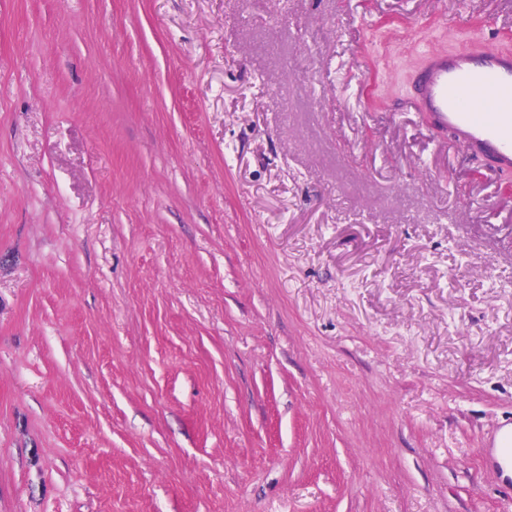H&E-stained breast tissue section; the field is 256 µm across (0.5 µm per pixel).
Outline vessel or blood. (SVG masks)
<instances>
[{
	"label": "vessel or blood",
	"mask_w": 512,
	"mask_h": 512,
	"mask_svg": "<svg viewBox=\"0 0 512 512\" xmlns=\"http://www.w3.org/2000/svg\"><path fill=\"white\" fill-rule=\"evenodd\" d=\"M413 107L472 156H492L498 170L512 172V52L491 44L450 53L428 51ZM491 462L512 474V429L502 433Z\"/></svg>",
	"instance_id": "1"
}]
</instances>
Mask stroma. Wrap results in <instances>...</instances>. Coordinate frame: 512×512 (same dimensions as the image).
I'll use <instances>...</instances> for the list:
<instances>
[{
	"instance_id": "1",
	"label": "stroma",
	"mask_w": 512,
	"mask_h": 512,
	"mask_svg": "<svg viewBox=\"0 0 512 512\" xmlns=\"http://www.w3.org/2000/svg\"><path fill=\"white\" fill-rule=\"evenodd\" d=\"M512 0H0V512H512V177L404 110ZM496 453L491 456L492 465L501 474H512V427L502 433L500 445Z\"/></svg>"
}]
</instances>
